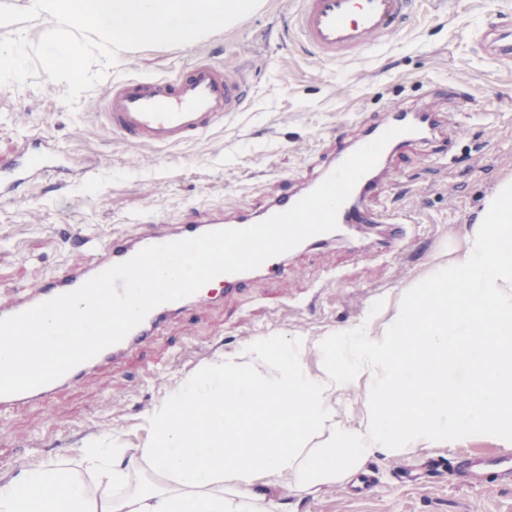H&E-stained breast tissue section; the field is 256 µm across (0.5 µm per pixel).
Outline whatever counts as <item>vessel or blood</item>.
I'll list each match as a JSON object with an SVG mask.
<instances>
[{"label":"vessel or blood","instance_id":"obj_1","mask_svg":"<svg viewBox=\"0 0 512 512\" xmlns=\"http://www.w3.org/2000/svg\"><path fill=\"white\" fill-rule=\"evenodd\" d=\"M414 8V0H299L295 23L302 41L319 60L340 61L356 56L368 45L384 44L394 29ZM104 117L111 131L124 140L145 146L168 148L187 143L208 132L231 113L241 111L247 101V90L237 76L210 63L196 62L167 78L139 77L112 83L102 93ZM414 126V139L424 140L434 127L430 113L399 105H390L387 120L372 125L367 140H374L386 127ZM21 145L24 163L16 159H0V172L14 173L16 181H27L31 174L53 175L56 168L44 158L28 154ZM379 185L376 171L367 172L352 191L363 198ZM302 197L301 192L283 190L268 199L254 214L227 215L216 209L193 213L181 224L162 228L158 224L139 225L127 238L113 239L105 256L93 263L67 265L51 284L33 295L0 304V318L16 315L36 304L79 288L103 270L124 262L140 249L170 241L198 236L225 228H244L273 214L290 209ZM353 202L344 203L338 212L339 224L349 227L368 225L378 232L376 245L390 247L406 241V219L401 215L374 212ZM205 291L185 300L155 307L146 319L121 342L108 347V354L118 356L152 334L170 315L186 305L208 302Z\"/></svg>","mask_w":512,"mask_h":512}]
</instances>
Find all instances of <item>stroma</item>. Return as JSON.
I'll return each instance as SVG.
<instances>
[{
  "label": "stroma",
  "mask_w": 512,
  "mask_h": 512,
  "mask_svg": "<svg viewBox=\"0 0 512 512\" xmlns=\"http://www.w3.org/2000/svg\"><path fill=\"white\" fill-rule=\"evenodd\" d=\"M296 0H263L239 24L181 47H145L106 70L76 106L66 84L38 72L0 86V156L22 141L49 145L66 172L30 179L0 197V297L23 298L78 258L94 262L113 236L140 224L174 225L224 205L254 210L284 181L335 145H358L390 104L448 115L433 145L399 144L381 174L375 209L406 216L408 239L358 257L345 243L309 244L278 275L213 290L214 302L172 315L150 339L77 381L0 413V472L33 460H67L83 439L119 433L140 447L145 415L200 364L258 336H319L363 317L385 293L417 284L474 224L485 198L512 175V62L480 32L512 0H417L386 45L353 59L318 60L293 27ZM194 61L238 73L250 90L242 111L199 139L168 149L126 142L102 118L113 81L164 78ZM97 241L82 253L75 235ZM512 457L474 440L367 465L369 490L344 481L292 501L293 512H512V474L465 477L471 454Z\"/></svg>",
  "instance_id": "obj_1"
}]
</instances>
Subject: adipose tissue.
<instances>
[{
	"label": "adipose tissue",
	"instance_id": "adipose-tissue-1",
	"mask_svg": "<svg viewBox=\"0 0 512 512\" xmlns=\"http://www.w3.org/2000/svg\"><path fill=\"white\" fill-rule=\"evenodd\" d=\"M143 427L140 448L89 437L74 463L0 474V512H281L265 487L302 497L379 455L512 446V180L398 302L316 339L258 336L216 355Z\"/></svg>",
	"mask_w": 512,
	"mask_h": 512
}]
</instances>
